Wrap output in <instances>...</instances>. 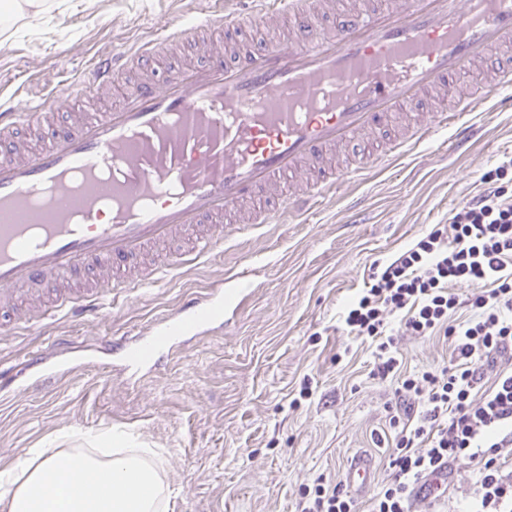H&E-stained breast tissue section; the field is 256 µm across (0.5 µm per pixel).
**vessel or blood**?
<instances>
[{"mask_svg": "<svg viewBox=\"0 0 512 512\" xmlns=\"http://www.w3.org/2000/svg\"><path fill=\"white\" fill-rule=\"evenodd\" d=\"M249 2L245 12L173 17L161 33L94 59L82 90L98 92L127 68L149 65L166 46L218 29L238 31L284 14L296 36L259 50L237 47L233 60L215 56L160 87L142 84L38 150L16 132L39 125L43 112L0 111L7 147L0 154V301L37 285L63 305L96 303L99 289H59L79 270H120L126 287H142L223 247L232 235L225 214L258 193L276 192L301 167L316 177L283 205L299 219L335 197L348 178L413 154L440 127H453L454 153L467 152L479 109L512 89V66L497 65L501 48L512 43V0H359L328 34L316 27L313 0ZM479 66L496 70L493 83L456 94L448 110L408 124L351 165L333 166L332 154L356 137L395 122L425 96L446 94ZM193 229L201 232L193 250L143 264L150 250ZM239 305L212 289L139 335L113 339L112 350L127 369H139L151 351L168 353L182 337L206 334ZM370 478L368 460L351 459L348 486L367 487Z\"/></svg>", "mask_w": 512, "mask_h": 512, "instance_id": "vessel-or-blood-1", "label": "vessel or blood"}]
</instances>
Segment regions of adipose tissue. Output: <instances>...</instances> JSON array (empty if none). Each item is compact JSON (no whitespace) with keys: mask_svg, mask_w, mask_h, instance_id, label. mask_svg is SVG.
I'll use <instances>...</instances> for the list:
<instances>
[{"mask_svg":"<svg viewBox=\"0 0 512 512\" xmlns=\"http://www.w3.org/2000/svg\"><path fill=\"white\" fill-rule=\"evenodd\" d=\"M108 437L109 457L92 448H34L0 469V512H164L168 489L150 448Z\"/></svg>","mask_w":512,"mask_h":512,"instance_id":"ef3b65f1","label":"adipose tissue"}]
</instances>
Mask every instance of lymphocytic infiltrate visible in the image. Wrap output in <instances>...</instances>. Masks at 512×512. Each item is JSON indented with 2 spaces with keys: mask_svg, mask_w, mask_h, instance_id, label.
Instances as JSON below:
<instances>
[{
  "mask_svg": "<svg viewBox=\"0 0 512 512\" xmlns=\"http://www.w3.org/2000/svg\"><path fill=\"white\" fill-rule=\"evenodd\" d=\"M507 165L481 177L448 226L432 228L385 265L352 300L343 327L375 346L371 374L400 385L407 403L390 410L395 448L387 481L367 501L316 478L296 512H412L417 492L437 498L444 471L462 458L478 478L462 512H512V184ZM467 286L459 299L456 286ZM472 313L461 317V303ZM400 315L398 333L387 330ZM441 334L447 364L402 369V338Z\"/></svg>",
  "mask_w": 512,
  "mask_h": 512,
  "instance_id": "lymphocytic-infiltrate-1",
  "label": "lymphocytic infiltrate"
}]
</instances>
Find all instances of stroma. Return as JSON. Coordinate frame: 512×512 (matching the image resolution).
Returning a JSON list of instances; mask_svg holds the SVG:
<instances>
[{
	"mask_svg": "<svg viewBox=\"0 0 512 512\" xmlns=\"http://www.w3.org/2000/svg\"><path fill=\"white\" fill-rule=\"evenodd\" d=\"M232 0H65L63 12L17 25L0 42V98L21 110L52 100V140L71 115L117 106L140 82L169 75L208 56L194 44L167 47L149 69H132L111 87L84 96L78 76L99 54L160 31L175 15L232 8ZM490 133L465 155L446 151L448 132L412 157L340 186L335 199L306 220L289 216L260 224L205 255L189 270L159 276L135 291L112 290L111 274L87 273L70 288L99 282L109 293L96 313L50 310L47 295L27 292L0 303V365L15 378L0 393V469L33 448H88L101 431L124 429L137 448L155 449L170 488L167 512H295L299 493L324 476L345 481V465L364 452L374 483L386 478L385 442L396 385L369 375L368 342L346 335V303L374 272L473 196L481 175L512 160V106L487 105ZM364 198L360 212L349 202ZM247 271L254 286L228 325L185 342L138 381H126L112 337L133 336L177 311L186 299ZM50 367L80 371L41 390L28 387L29 352ZM407 370L442 365L447 339L406 338ZM315 383L299 396L304 377ZM477 465L462 458L449 469L445 499L417 512H457L473 491Z\"/></svg>",
	"mask_w": 512,
	"mask_h": 512,
	"instance_id": "1",
	"label": "stroma"
}]
</instances>
